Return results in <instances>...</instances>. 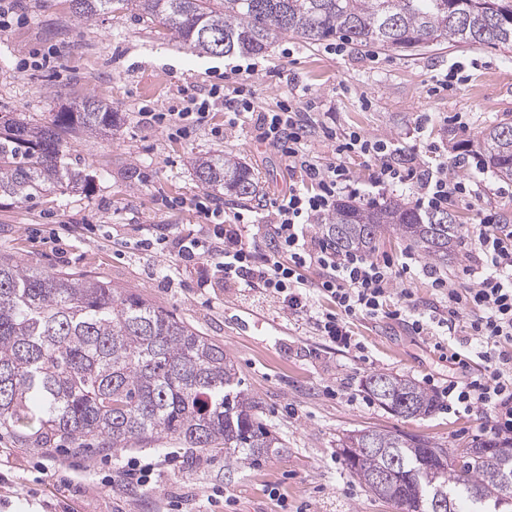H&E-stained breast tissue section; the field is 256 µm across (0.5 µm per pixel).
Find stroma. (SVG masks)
Listing matches in <instances>:
<instances>
[{"instance_id":"stroma-1","label":"stroma","mask_w":512,"mask_h":512,"mask_svg":"<svg viewBox=\"0 0 512 512\" xmlns=\"http://www.w3.org/2000/svg\"><path fill=\"white\" fill-rule=\"evenodd\" d=\"M12 8L22 19L0 33V113L42 126L71 101L92 96L119 121L111 135L67 145L74 168L91 176L87 190L56 187L30 202L0 205V254L52 271L87 272L141 293L223 344L284 450L243 466L220 452H179L171 440L115 455L67 441L29 448L1 430L0 512H167L173 503L182 512H398L349 476L336 448L342 434L400 429L451 450L479 439L480 409L468 416L439 409L406 420L361 401L366 377L378 371L421 384L447 377L431 337L396 320L359 318L352 330L363 349L345 350L266 293L226 282L206 261L179 265L139 242L160 233H205L193 205L206 196L226 212L264 217L269 202L287 192L291 173L281 153L260 138L256 115L286 99L340 136L394 138L408 153L436 146L450 180L482 174L479 196L448 206L462 228L489 213L512 218V182L478 171L474 158L458 162L451 149L453 140L477 139L512 117V49L456 44L409 53L348 42L336 51L326 41L285 36L264 54L229 60L258 67L254 113L244 125L218 136L225 128L217 110L181 139L143 121L144 108L179 105L186 91L206 97L219 81L233 86L224 75L227 60L185 48L130 8L82 26L70 0H13ZM51 51L56 69L36 67ZM457 114L463 124L454 122ZM217 153L251 169L255 195L239 199L197 180L193 160ZM135 458L158 460L153 491L127 478L125 466ZM106 476L114 486L103 484Z\"/></svg>"}]
</instances>
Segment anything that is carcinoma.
<instances>
[{
  "instance_id": "carcinoma-1",
  "label": "carcinoma",
  "mask_w": 512,
  "mask_h": 512,
  "mask_svg": "<svg viewBox=\"0 0 512 512\" xmlns=\"http://www.w3.org/2000/svg\"><path fill=\"white\" fill-rule=\"evenodd\" d=\"M86 23L133 6L171 39L210 56L266 51L278 35L317 43L337 33L361 47L397 51L459 42L512 48V0H72ZM117 125L112 108L84 98L57 113L50 127L0 119V199L30 202L51 187L88 178L65 154L66 138L102 135ZM482 164L512 181V120L482 131ZM195 176L236 198L256 191L249 169L224 155L201 157ZM409 239L435 264L457 242L456 216L422 213L396 199L342 201L325 225L336 247L370 253L386 232ZM365 389L395 416L432 414L436 400L416 381L374 373ZM224 345L131 290L81 273L50 271L0 259V428L18 431L31 448L66 439L118 450L157 438L190 448L230 450L236 460L268 459L282 443L258 417ZM512 440L480 438L455 455L402 430L365 428L340 440L348 472L400 512H436L451 495V512L466 500L475 512H512V489L490 462ZM396 457L387 484L378 473Z\"/></svg>"
}]
</instances>
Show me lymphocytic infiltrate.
I'll use <instances>...</instances> for the list:
<instances>
[{
	"mask_svg": "<svg viewBox=\"0 0 512 512\" xmlns=\"http://www.w3.org/2000/svg\"><path fill=\"white\" fill-rule=\"evenodd\" d=\"M232 71L239 82L231 92L214 86L206 99L187 98L182 107L144 113V120L183 138L193 127L208 123L218 102L226 109V126L235 127L240 114L250 108L246 92L256 66L236 64ZM310 126V120L285 102L260 118L261 138L281 151L293 177L287 193L270 204L265 253H258L245 236L251 216L241 212L228 216L223 207L202 201L196 209L209 223L206 235L164 236L160 245L186 261L208 258L225 279L261 289L290 313L310 319L321 336L344 348L352 346L350 321L357 317L384 314L410 324L415 335L435 337L434 348L448 364V381L440 391L446 410L467 415L482 409L489 421L481 425V433L512 436V226L486 215L483 224L471 230L482 253L474 285L465 288L458 280L435 277L438 306L417 311L408 291L393 288L396 276L424 272L414 252H403L398 262L375 260L337 249L315 230L335 210L341 196H360L351 186L343 160L353 153L383 155L374 188L413 186L412 202L422 211L445 208L454 198L472 197L477 179L449 181L445 162L424 161L416 152L402 154L391 139L372 142L353 133L337 141L335 159L325 162L310 149ZM311 270L316 271V278H308ZM319 296L328 297L330 307L317 305ZM392 296L397 305L391 309L387 300ZM463 315L469 318L470 332L461 343L450 342L455 321ZM476 358L483 361L482 370L472 368Z\"/></svg>",
	"mask_w": 512,
	"mask_h": 512,
	"instance_id": "lymphocytic-infiltrate-1",
	"label": "lymphocytic infiltrate"
}]
</instances>
